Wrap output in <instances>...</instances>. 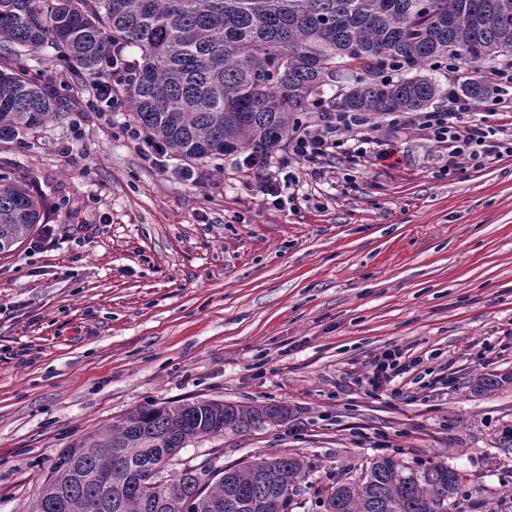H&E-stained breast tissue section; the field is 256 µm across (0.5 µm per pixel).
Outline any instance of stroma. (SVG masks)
<instances>
[{"label":"stroma","mask_w":512,"mask_h":512,"mask_svg":"<svg viewBox=\"0 0 512 512\" xmlns=\"http://www.w3.org/2000/svg\"><path fill=\"white\" fill-rule=\"evenodd\" d=\"M60 117L0 143V175L44 206L54 243L0 255V512H28L60 450L146 405L283 404L277 425L198 440L169 466L215 471L297 453L311 469L290 512H320L372 459L465 473V512H512V156L447 176L448 155L379 116L391 159L264 167L243 155L148 162L129 106L43 47ZM419 359L397 394L370 393L375 356ZM504 384L475 390L478 377Z\"/></svg>","instance_id":"obj_1"}]
</instances>
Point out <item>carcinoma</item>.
<instances>
[{
  "mask_svg": "<svg viewBox=\"0 0 512 512\" xmlns=\"http://www.w3.org/2000/svg\"><path fill=\"white\" fill-rule=\"evenodd\" d=\"M46 44L92 80L105 61L127 59L132 123L182 160L266 159L313 108L422 112L442 93L426 75L380 79L391 65L512 58V0H431L428 10L420 0H0V142L21 143L60 113L53 76L37 81L18 66L22 52ZM459 90L475 103L488 96L475 78ZM42 223V202L0 177V254ZM288 414L284 405L211 400L140 407L62 449L31 512H82L96 498L101 512H270L271 497L295 494L305 478L300 456H254L233 466L232 482L204 488L191 467L169 479L165 470L175 448ZM150 469L175 489L156 488L153 499L165 500L157 509L136 480ZM462 482L440 461L411 467L383 456L336 485L322 512H448Z\"/></svg>",
  "mask_w": 512,
  "mask_h": 512,
  "instance_id": "1",
  "label": "carcinoma"
}]
</instances>
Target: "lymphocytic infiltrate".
Instances as JSON below:
<instances>
[{
    "mask_svg": "<svg viewBox=\"0 0 512 512\" xmlns=\"http://www.w3.org/2000/svg\"><path fill=\"white\" fill-rule=\"evenodd\" d=\"M478 79L494 93L492 116L474 118L472 103L449 94L446 111L428 110L404 115V127L414 129L448 152V172L464 167L481 169L512 156V64L476 69ZM378 126L368 116L355 112H324L314 127L296 129L291 150L301 160L317 162L339 153L364 157V148L376 143ZM355 150H348V142Z\"/></svg>",
    "mask_w": 512,
    "mask_h": 512,
    "instance_id": "obj_1",
    "label": "lymphocytic infiltrate"
}]
</instances>
